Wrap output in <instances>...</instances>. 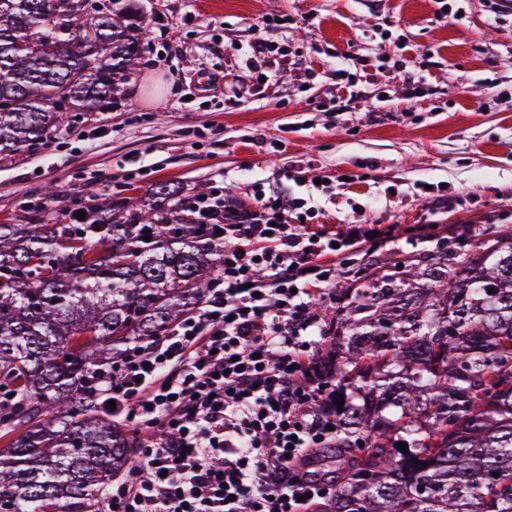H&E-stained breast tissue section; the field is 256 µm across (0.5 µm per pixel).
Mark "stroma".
I'll use <instances>...</instances> for the list:
<instances>
[{
  "label": "stroma",
  "instance_id": "obj_1",
  "mask_svg": "<svg viewBox=\"0 0 512 512\" xmlns=\"http://www.w3.org/2000/svg\"><path fill=\"white\" fill-rule=\"evenodd\" d=\"M139 2L149 24L125 96L0 157V224L25 223L50 186L48 220L164 180L240 206L299 197L308 224L512 229V12L494 0ZM268 13L291 21L256 55ZM340 68L360 93L341 108ZM411 76L424 97L408 98Z\"/></svg>",
  "mask_w": 512,
  "mask_h": 512
}]
</instances>
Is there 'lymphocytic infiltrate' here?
<instances>
[{
	"label": "lymphocytic infiltrate",
	"mask_w": 512,
	"mask_h": 512,
	"mask_svg": "<svg viewBox=\"0 0 512 512\" xmlns=\"http://www.w3.org/2000/svg\"><path fill=\"white\" fill-rule=\"evenodd\" d=\"M191 206L223 216L225 264L196 311L98 375L100 407L115 403L139 439L101 512H312L330 488L303 465L334 445L337 422L332 379L311 374L329 334L313 303L355 272L357 252L401 236L393 224L290 223L299 198Z\"/></svg>",
	"instance_id": "lymphocytic-infiltrate-1"
}]
</instances>
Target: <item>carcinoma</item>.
I'll list each match as a JSON object with an SVG mask.
<instances>
[{"mask_svg": "<svg viewBox=\"0 0 512 512\" xmlns=\"http://www.w3.org/2000/svg\"><path fill=\"white\" fill-rule=\"evenodd\" d=\"M79 2L0 0V155L55 137L61 91L70 112L116 103L139 63L135 0L73 18ZM187 199L159 182L118 205L93 196L75 224H0V502L14 512L97 497L132 464L88 378L196 310L223 266L219 225ZM466 239L323 313L333 342L316 370L344 396L329 454L347 467L318 512H512V234Z\"/></svg>", "mask_w": 512, "mask_h": 512, "instance_id": "cac0c4a2", "label": "carcinoma"}]
</instances>
